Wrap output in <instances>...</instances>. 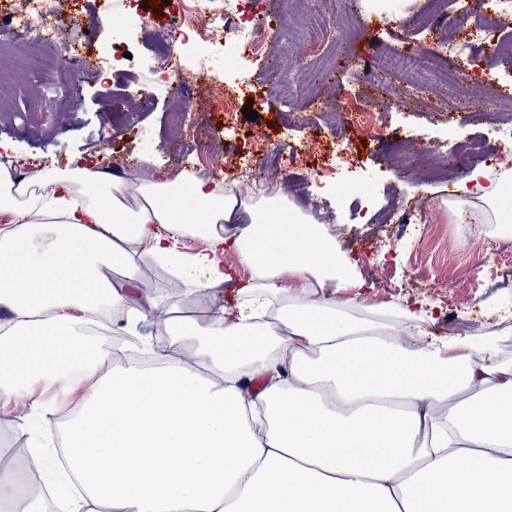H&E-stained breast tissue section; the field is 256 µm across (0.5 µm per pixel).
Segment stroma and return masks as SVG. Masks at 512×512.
Segmentation results:
<instances>
[{
  "label": "stroma",
  "mask_w": 512,
  "mask_h": 512,
  "mask_svg": "<svg viewBox=\"0 0 512 512\" xmlns=\"http://www.w3.org/2000/svg\"><path fill=\"white\" fill-rule=\"evenodd\" d=\"M58 2L63 25L49 42H32L10 12H0V41L20 49L34 46L31 60L14 66L0 80V144L7 145L11 160L41 169L138 168L146 180L161 172L175 179L202 172L197 157L183 152L182 146L190 132L205 131L223 145L224 187L236 185L242 172L259 168L270 193L280 191L282 182L305 181L335 155L329 131L336 123V108L363 106L382 113L379 132L348 130L345 189L328 182L317 195H288V203L309 215L334 218L346 228V237L337 239L336 247L357 262L367 283V304L434 309V319L424 328L438 337L471 336L476 323L494 324L501 338L500 356L512 361V235L500 240L496 253L483 251L480 239L496 225L468 224L455 213L451 201L457 176L426 181L402 164L415 146L443 156L459 142L474 140L501 150L500 168L512 170V147L502 140L503 129L512 126V105L496 99L503 86L512 85V70L499 66L487 74L474 72L465 58L451 56L457 78L474 84L475 96L484 100L481 108L457 98L452 87L421 69L396 71L382 80L368 75L394 48L418 45L432 51L446 38L463 39L477 21L464 10L465 0H446L452 26L448 32H432L422 24V16L432 8L430 0H406L401 14L384 22L348 10L342 0L318 5L313 0H264L265 14L290 37L268 42L258 55L241 61L239 80L248 92L236 100L229 115L197 97L172 94L170 79L155 75V33L170 0H160L156 8L138 0L144 22L135 32L129 58L120 62L124 75L142 83L151 96L150 109L132 98L123 111H108L116 91L108 65L85 70L79 90L55 85L39 59L62 49L78 30L98 29V44L104 52L112 50V23L98 0H80L74 12L68 0ZM316 8L335 21L340 35L320 55L311 52L306 37ZM248 105L257 111V119L245 117ZM291 108L301 112L302 123L273 126V119ZM274 141L285 150L302 152V164L280 170L267 155ZM419 201L428 208L427 227L388 223L395 205ZM217 260L232 277L220 290L187 295L180 281L153 263L141 265L140 285L160 300L162 309H180L204 324L215 311L237 310L244 300L239 286L250 275L236 254L222 252Z\"/></svg>",
  "instance_id": "1"
}]
</instances>
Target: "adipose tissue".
I'll return each mask as SVG.
<instances>
[{"label": "adipose tissue", "instance_id": "ef3b65f1", "mask_svg": "<svg viewBox=\"0 0 512 512\" xmlns=\"http://www.w3.org/2000/svg\"><path fill=\"white\" fill-rule=\"evenodd\" d=\"M512 174L475 170L458 207L494 203ZM136 209H127L126 196ZM0 412L55 419L32 439L0 501L53 512H512V363L493 337L439 338L424 311L391 321L309 216L278 196L248 204L199 173L140 182L108 170L0 164ZM208 236L251 270L245 306L206 324L167 314L153 367L107 366L87 328L104 307L141 318L158 300L141 264L187 291L224 282L216 260L180 256ZM344 293L357 316L313 297ZM178 254L194 256L197 254H211L209 239L201 237H179L172 241Z\"/></svg>", "mask_w": 512, "mask_h": 512}]
</instances>
